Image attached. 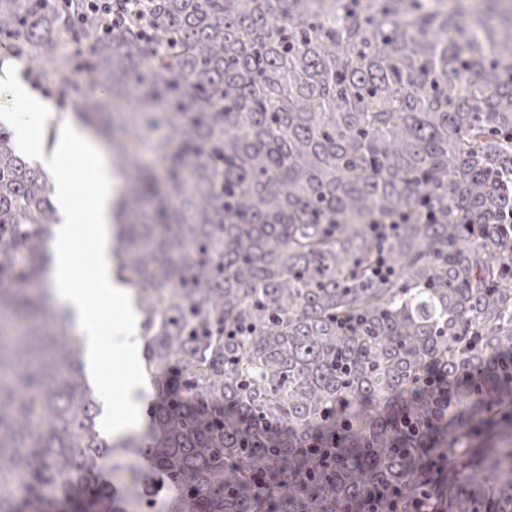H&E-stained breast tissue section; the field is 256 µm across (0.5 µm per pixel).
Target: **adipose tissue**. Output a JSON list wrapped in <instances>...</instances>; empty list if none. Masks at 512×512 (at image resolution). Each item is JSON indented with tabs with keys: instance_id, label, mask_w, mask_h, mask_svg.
I'll return each instance as SVG.
<instances>
[{
	"instance_id": "obj_1",
	"label": "adipose tissue",
	"mask_w": 512,
	"mask_h": 512,
	"mask_svg": "<svg viewBox=\"0 0 512 512\" xmlns=\"http://www.w3.org/2000/svg\"><path fill=\"white\" fill-rule=\"evenodd\" d=\"M0 90L25 114L24 121L18 122L16 128L19 148L55 177L56 205L62 222L50 246L53 262L46 283L57 304L71 314L83 336L90 380L103 404L100 424L114 435L137 428L135 412L140 405L139 394L145 387L143 379L134 378L125 386L119 397L125 410L116 415L112 406L117 397L102 370L99 303H108L121 311L114 328V348L127 363H136L138 359L136 340L140 332L128 302L130 290L112 276V198L117 185L113 169L103 156L99 140L76 124L65 128L52 150H45L35 130L52 119V105L36 96L16 72H7L0 81ZM80 182L91 183L93 187L92 203L86 209L75 202V186ZM80 247L87 248L95 257L92 280L87 285L74 273V256Z\"/></svg>"
}]
</instances>
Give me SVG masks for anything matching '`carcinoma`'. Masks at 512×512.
I'll list each match as a JSON object with an SVG mask.
<instances>
[{
    "instance_id": "obj_1",
    "label": "carcinoma",
    "mask_w": 512,
    "mask_h": 512,
    "mask_svg": "<svg viewBox=\"0 0 512 512\" xmlns=\"http://www.w3.org/2000/svg\"><path fill=\"white\" fill-rule=\"evenodd\" d=\"M0 0V64L68 97L121 177L112 235L155 392L106 440L70 318L41 283L54 186L0 130V512L112 459V512H512V11L501 0ZM438 210L425 221L424 202ZM403 217L401 224L389 220ZM419 431L411 436L402 422ZM326 427L312 490L297 449ZM270 448L280 452L272 455ZM145 459L165 493L145 497ZM271 469L264 489L251 475ZM151 4L152 0H84L80 10L75 11V19L80 22L85 14H94L113 28L135 17L141 31L149 32L153 28Z\"/></svg>"
}]
</instances>
